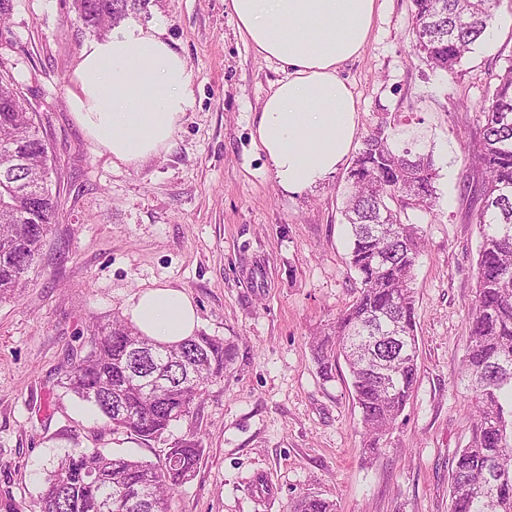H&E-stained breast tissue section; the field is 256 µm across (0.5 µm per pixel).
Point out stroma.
<instances>
[{
  "mask_svg": "<svg viewBox=\"0 0 512 512\" xmlns=\"http://www.w3.org/2000/svg\"><path fill=\"white\" fill-rule=\"evenodd\" d=\"M412 0H378L365 46L341 74L359 103L357 137L386 124L398 147L430 152L433 211L410 210L416 261L419 378L378 458L362 452L360 411L345 366L323 380L311 340L357 294L341 215L346 169L318 187L280 188L253 143L255 114L281 73L241 38L229 0H147L125 22L162 28L193 74L192 106L165 152L113 162L67 105L70 77L93 34L71 0H9L0 71L11 74L49 147L54 224L25 290L0 303V512H32L47 471L72 445L158 461L106 429L59 385L93 318L125 315L166 285L192 298L198 328L235 344L171 437L197 433L195 477L170 512H288L302 492L336 512H449L452 455L470 439L460 383L480 238L467 188L475 109L512 66V0L496 30L454 73L414 49Z\"/></svg>",
  "mask_w": 512,
  "mask_h": 512,
  "instance_id": "35a3bbf8",
  "label": "stroma"
}]
</instances>
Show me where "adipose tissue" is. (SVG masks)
Returning a JSON list of instances; mask_svg holds the SVG:
<instances>
[{
    "label": "adipose tissue",
    "mask_w": 512,
    "mask_h": 512,
    "mask_svg": "<svg viewBox=\"0 0 512 512\" xmlns=\"http://www.w3.org/2000/svg\"><path fill=\"white\" fill-rule=\"evenodd\" d=\"M377 0H230L240 36L282 76L256 115L254 142L276 183L293 193L319 186L347 161L358 101L340 72L357 58ZM192 75L159 28L117 27L88 41L68 105L86 135L113 159L136 164L167 149L190 104ZM127 315L146 336L174 343L198 324L192 298L159 286Z\"/></svg>",
    "instance_id": "1"
}]
</instances>
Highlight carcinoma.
Wrapping results in <instances>:
<instances>
[{
	"label": "carcinoma",
	"mask_w": 512,
	"mask_h": 512,
	"mask_svg": "<svg viewBox=\"0 0 512 512\" xmlns=\"http://www.w3.org/2000/svg\"><path fill=\"white\" fill-rule=\"evenodd\" d=\"M146 0H73L79 21L102 34ZM500 0H413L415 49L452 73L479 43ZM479 124L474 165L480 234L476 288L461 379L471 392L469 444L456 450L449 474V512H512V66L497 77ZM12 76L0 75V143L17 146L27 168L0 170V303L27 286L58 201L41 181L44 143ZM438 173L431 154L394 148L382 125L362 141L347 172L342 216L350 226V267L360 280L352 303L323 334L312 354L329 379L344 360L361 412L362 445L371 455L402 415L418 378L414 267L421 230L405 224L408 209L436 206ZM26 181L29 189L14 190ZM409 337L410 354L386 337ZM235 346L197 331L167 345L132 322L96 319L87 340L71 349L61 387L89 404L112 433L142 444L163 437L189 416L209 383L224 376ZM202 445L191 434L151 463L77 446L58 458L38 497L40 512H170V495L195 476ZM289 512H336L318 494L295 496Z\"/></svg>",
	"instance_id": "1"
}]
</instances>
